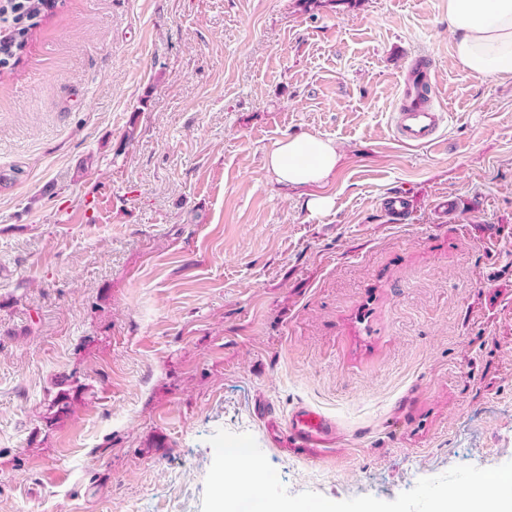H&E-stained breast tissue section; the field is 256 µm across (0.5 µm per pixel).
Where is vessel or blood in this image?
<instances>
[{
	"mask_svg": "<svg viewBox=\"0 0 512 512\" xmlns=\"http://www.w3.org/2000/svg\"><path fill=\"white\" fill-rule=\"evenodd\" d=\"M446 105L436 98L425 57L415 61L409 88L394 116V127L399 141L411 146L433 142ZM253 413L267 434L278 445L297 451L304 458L316 461L337 444L336 423L316 409L301 404L293 408L287 418H279L266 399H257Z\"/></svg>",
	"mask_w": 512,
	"mask_h": 512,
	"instance_id": "b4317fda",
	"label": "vessel or blood"
}]
</instances>
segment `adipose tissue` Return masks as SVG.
<instances>
[{
  "label": "adipose tissue",
  "instance_id": "obj_1",
  "mask_svg": "<svg viewBox=\"0 0 512 512\" xmlns=\"http://www.w3.org/2000/svg\"><path fill=\"white\" fill-rule=\"evenodd\" d=\"M448 23L463 69L512 78V0H448ZM338 159L333 141L302 135L279 142L267 154L266 167L278 183L303 187L324 182Z\"/></svg>",
  "mask_w": 512,
  "mask_h": 512
}]
</instances>
